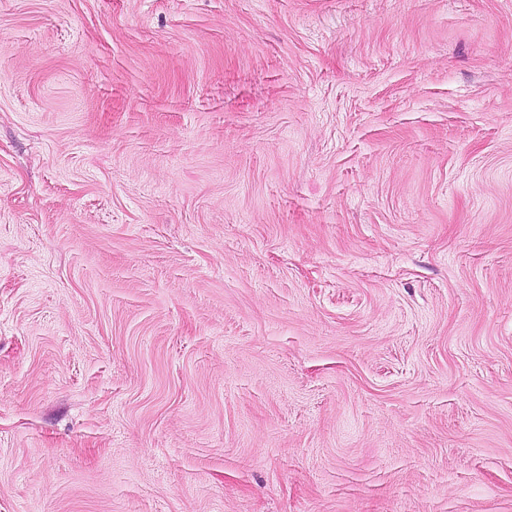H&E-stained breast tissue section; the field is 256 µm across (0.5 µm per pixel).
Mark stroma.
<instances>
[{
  "mask_svg": "<svg viewBox=\"0 0 512 512\" xmlns=\"http://www.w3.org/2000/svg\"><path fill=\"white\" fill-rule=\"evenodd\" d=\"M0 512H512V0H0Z\"/></svg>",
  "mask_w": 512,
  "mask_h": 512,
  "instance_id": "35a3bbf8",
  "label": "stroma"
}]
</instances>
